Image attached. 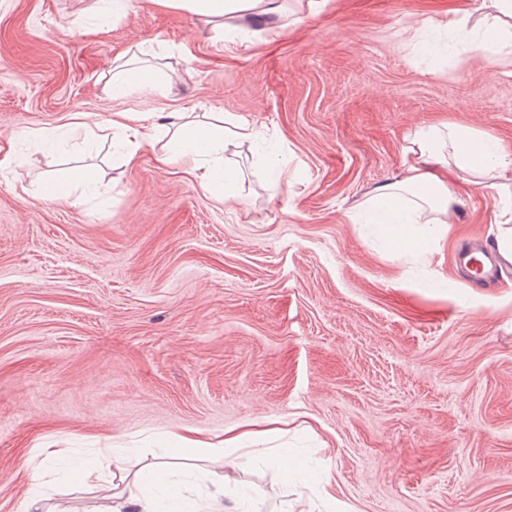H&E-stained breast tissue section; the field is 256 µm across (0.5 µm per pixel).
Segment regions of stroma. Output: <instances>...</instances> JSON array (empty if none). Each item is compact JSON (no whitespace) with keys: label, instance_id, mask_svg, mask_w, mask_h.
I'll return each mask as SVG.
<instances>
[{"label":"stroma","instance_id":"obj_1","mask_svg":"<svg viewBox=\"0 0 512 512\" xmlns=\"http://www.w3.org/2000/svg\"><path fill=\"white\" fill-rule=\"evenodd\" d=\"M480 2L285 0L210 22L153 0L119 18L100 0H0V512L38 482L87 512L74 462L120 445L132 474L188 430L224 446L176 475L188 507L298 512L303 477L313 512H512V277L457 266L495 243L503 199L462 195L418 261L358 221L418 128L512 152V40ZM121 49L177 80L113 98ZM115 112L248 118L282 145L288 184L234 140V204L151 148L125 165ZM80 113L102 127L68 130ZM39 131L65 152L42 154ZM80 166L98 194L39 196ZM246 425L273 434L235 447Z\"/></svg>","mask_w":512,"mask_h":512}]
</instances>
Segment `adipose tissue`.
Here are the masks:
<instances>
[{
  "instance_id": "ef3b65f1",
  "label": "adipose tissue",
  "mask_w": 512,
  "mask_h": 512,
  "mask_svg": "<svg viewBox=\"0 0 512 512\" xmlns=\"http://www.w3.org/2000/svg\"><path fill=\"white\" fill-rule=\"evenodd\" d=\"M156 4L222 18L234 13L267 15L276 12V0H155ZM113 128L124 134L126 160H135L145 143L153 142L156 126L150 113L118 112ZM259 143L267 136L250 122L227 118L223 126L208 127L178 116L175 128L157 161L195 166L206 163L202 188L225 201H238L237 172L224 165V140ZM406 174L379 187L373 199V222L393 250L421 255L438 238L459 190L501 193L504 171L512 167L506 153L491 136L476 130L447 125L414 132L404 155Z\"/></svg>"
}]
</instances>
